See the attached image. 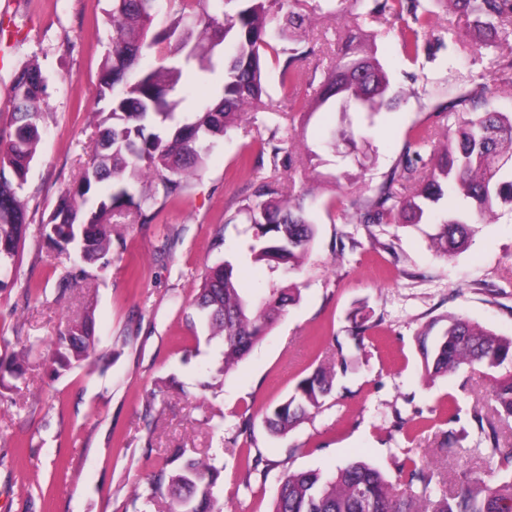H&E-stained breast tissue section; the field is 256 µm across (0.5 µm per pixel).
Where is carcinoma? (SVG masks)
Here are the masks:
<instances>
[{
  "label": "carcinoma",
  "mask_w": 512,
  "mask_h": 512,
  "mask_svg": "<svg viewBox=\"0 0 512 512\" xmlns=\"http://www.w3.org/2000/svg\"><path fill=\"white\" fill-rule=\"evenodd\" d=\"M157 0H112L109 20L111 43L103 61L98 100L106 107L97 112L98 134L90 163L77 184L57 202L43 222L45 237L57 245L78 243L87 262L110 264L112 214L135 204L141 218L157 201L178 200L188 180L203 169L216 140L237 126L246 111L268 107L263 74L270 43V25L278 14L279 0H170L172 11L157 29ZM236 3L234 12L224 4ZM323 0H292L288 11V39L280 82L294 102L297 63L314 49L305 44L302 29L310 16H336L344 23V46L323 72L316 89L314 108L334 100L341 107L373 117L392 111L405 100L392 89L381 62L365 49L363 28L372 24V37L398 39L403 52L416 59L433 60L448 44L463 46L461 36L434 35L435 14L425 0H358L361 9L351 12L324 9ZM450 15L465 20L475 43L495 55L497 87L512 93V0H434ZM232 41L234 51L223 58V96L205 106L192 123H175V110L183 92L184 72L215 71V50ZM156 50V65L144 70L141 60ZM492 89L478 83L445 107L461 114L458 135L439 150L425 154L435 144L436 130H416L384 180L367 196L353 201V218L359 224H420L434 212L451 190L470 200L464 211L441 214L432 237L435 252L448 257L466 248L479 226L488 223L502 204L512 207V114L489 109ZM48 98V82L32 65L20 69L11 87L13 130L0 142V288L18 285L17 260L23 240L24 207L19 191L41 140L39 117ZM276 133L261 143L271 148L273 171L299 164L305 176L317 154L310 148L294 155L275 144ZM112 181L118 189L108 199L89 204L92 188ZM149 189L137 190L140 184ZM139 200H134V191ZM304 197L283 192L273 177L254 185L239 212L253 224L254 259L275 271L286 265L295 270L310 254L316 225L303 204ZM296 288L272 285L263 297L239 288L234 265L226 260L210 268L194 304L207 331V341L222 345L224 376L264 336L284 308L296 304ZM95 346L90 318L76 322L58 339L55 363L65 369L90 358ZM425 375L437 378L460 366L488 368L512 363V337L498 336L465 318H452L435 335L425 332L419 340ZM338 365L319 366L296 385L283 402L266 412L264 423L271 434L284 436L298 423L318 412L334 391L336 367L347 368L343 349ZM494 397L501 419L512 418V371L495 381ZM474 419L491 442L490 456L499 457L504 476L496 483L482 479L463 482L449 496H434L433 473L408 457L398 473L408 484L418 482L419 492L405 495L382 473L365 461H354L332 474L287 471L274 496L273 512H512V448L499 446L496 423L480 413ZM222 469L211 459H186L175 448L163 457L159 470L130 495L125 512H224L219 493Z\"/></svg>",
  "instance_id": "carcinoma-1"
}]
</instances>
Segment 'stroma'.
Here are the masks:
<instances>
[{
  "label": "stroma",
  "mask_w": 512,
  "mask_h": 512,
  "mask_svg": "<svg viewBox=\"0 0 512 512\" xmlns=\"http://www.w3.org/2000/svg\"><path fill=\"white\" fill-rule=\"evenodd\" d=\"M110 6L13 0L8 14L0 13V134L11 130L16 72L33 64L50 81L42 141L20 192L27 221L21 284L0 290V360L27 353L24 376L0 383V512H124L167 448L222 466L225 512H270L285 470L329 474L353 460L371 462L392 479L396 462H425L438 473L432 486L439 494L467 478H491L493 462L472 415L495 417L498 370L464 365L428 380L418 338L431 322L453 317L512 336V210L499 209L467 250L448 259L432 247V225L365 226L340 217L382 182L412 129L435 127L441 143L455 135L457 117L437 107L491 76L490 53L443 51L413 61L396 39H377L379 60L409 96L370 128L361 114L313 109L308 64L299 71L297 104L289 106L281 65L268 58L269 110L229 130L183 196L149 222L114 213L112 263L102 271L74 264L75 245L49 242L42 221L79 180L98 136L96 89L112 36ZM348 127L366 133L370 147H326L329 129ZM274 132L303 138L321 157L304 201L317 234L298 271L272 273L253 262V230L238 214L250 181L275 175L286 192L300 193V170L272 172L269 153L255 143ZM227 260L248 293H265L275 281L296 285L300 300L212 392L201 385L221 347L187 322L202 274ZM28 283L34 291H25ZM87 313L94 357L57 370L54 341ZM358 316L368 324L359 349L351 339ZM340 348L352 361L337 373L324 407L286 436L270 434L266 409L318 365L334 363ZM169 376L182 390L157 392V381ZM452 399L459 412L451 419L445 408ZM249 450L270 460L265 477H246L241 457Z\"/></svg>",
  "instance_id": "stroma-1"
}]
</instances>
